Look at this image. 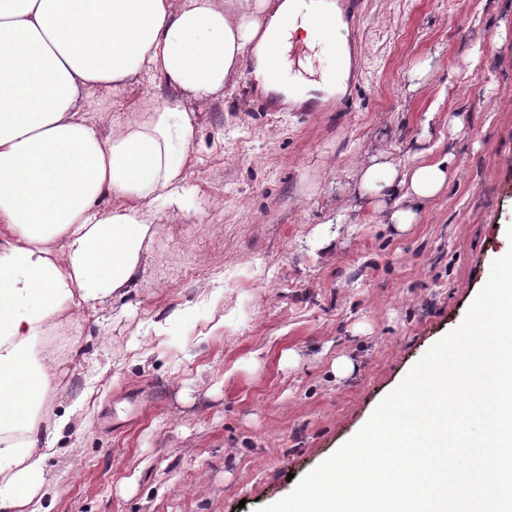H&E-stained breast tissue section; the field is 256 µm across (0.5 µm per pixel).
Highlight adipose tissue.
Here are the masks:
<instances>
[{"mask_svg": "<svg viewBox=\"0 0 512 512\" xmlns=\"http://www.w3.org/2000/svg\"><path fill=\"white\" fill-rule=\"evenodd\" d=\"M324 0H0V512H40L56 441L59 357L43 337L138 284L157 207L182 210L198 132L189 100L223 92L321 35ZM184 92L135 112L110 101L138 79ZM447 161L362 169L396 193L407 227L446 186Z\"/></svg>", "mask_w": 512, "mask_h": 512, "instance_id": "obj_1", "label": "adipose tissue"}]
</instances>
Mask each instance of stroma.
Returning a JSON list of instances; mask_svg holds the SVG:
<instances>
[{"instance_id":"1","label":"stroma","mask_w":512,"mask_h":512,"mask_svg":"<svg viewBox=\"0 0 512 512\" xmlns=\"http://www.w3.org/2000/svg\"><path fill=\"white\" fill-rule=\"evenodd\" d=\"M349 112L193 102L187 204L122 308L74 314L50 512H257L463 322L512 242V0H363ZM447 159L399 230L372 161ZM348 363L337 373L335 362Z\"/></svg>"}]
</instances>
